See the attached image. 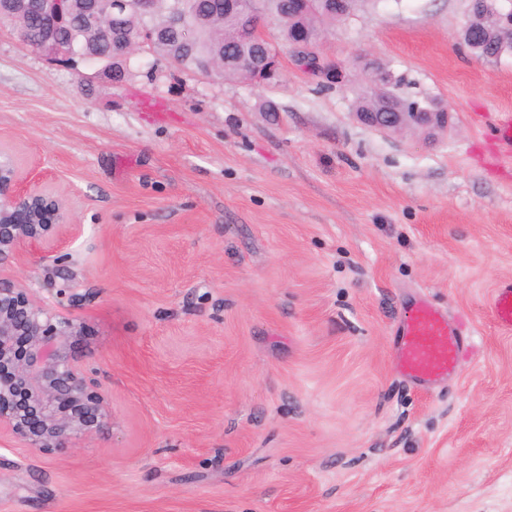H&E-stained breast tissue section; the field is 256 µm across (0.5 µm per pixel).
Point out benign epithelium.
<instances>
[{"label":"benign epithelium","instance_id":"7a95c632","mask_svg":"<svg viewBox=\"0 0 512 512\" xmlns=\"http://www.w3.org/2000/svg\"><path fill=\"white\" fill-rule=\"evenodd\" d=\"M499 0H471L470 17L463 27L460 43L472 42L473 34L493 29L512 30V7ZM305 10H343L344 0H304ZM48 19L33 50L48 60H88L82 47L61 40L75 13L76 0H40ZM155 0H112L107 14H98L95 0H86L88 19L112 32V17L135 10L152 14ZM29 0H9L0 7V19L22 16ZM184 18L168 14L164 23L147 29L140 38L124 41L118 54L129 59L153 51L155 42L171 29H182ZM263 20L250 6L248 21L239 38L264 42ZM294 60L314 75L325 77L327 86L346 84V72L338 67L324 71L316 42L298 35L292 41ZM252 82L260 87L283 74L280 52L268 48L252 59ZM364 79L377 91L396 85L398 77L366 61ZM364 124L380 130L424 128L436 133L448 128V105L439 98L425 97L409 102L406 112H358ZM13 155L0 147V264L30 254L60 240L68 227L62 200L36 185L27 186ZM85 335L84 322L71 313L56 310L36 298L9 277L0 275V434L9 435L23 448L53 453L81 448L91 438L110 433L115 425L107 393L76 345Z\"/></svg>","mask_w":512,"mask_h":512}]
</instances>
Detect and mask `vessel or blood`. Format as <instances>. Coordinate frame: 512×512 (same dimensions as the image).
Masks as SVG:
<instances>
[{
	"label": "vessel or blood",
	"instance_id": "vessel-or-blood-1",
	"mask_svg": "<svg viewBox=\"0 0 512 512\" xmlns=\"http://www.w3.org/2000/svg\"><path fill=\"white\" fill-rule=\"evenodd\" d=\"M463 349L459 330L427 299H417L408 307L396 348L397 367L403 375L423 387L434 384L455 371Z\"/></svg>",
	"mask_w": 512,
	"mask_h": 512
}]
</instances>
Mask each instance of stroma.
<instances>
[{
    "label": "stroma",
    "mask_w": 512,
    "mask_h": 512,
    "mask_svg": "<svg viewBox=\"0 0 512 512\" xmlns=\"http://www.w3.org/2000/svg\"><path fill=\"white\" fill-rule=\"evenodd\" d=\"M468 14L361 0L319 43L444 99L432 135L360 123L288 55L264 87L150 55L117 83L0 25V147L78 226L0 274L80 295L116 422L64 454L0 437V512H512V54L462 48ZM421 296L466 340L428 389L394 365Z\"/></svg>",
    "instance_id": "obj_1"
}]
</instances>
